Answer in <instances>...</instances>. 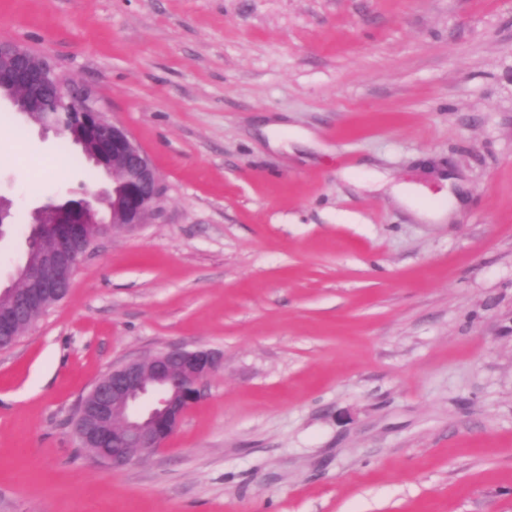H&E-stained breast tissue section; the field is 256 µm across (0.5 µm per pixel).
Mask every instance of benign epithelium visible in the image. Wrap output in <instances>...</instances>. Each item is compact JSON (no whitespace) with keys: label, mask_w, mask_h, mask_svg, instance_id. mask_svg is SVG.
Wrapping results in <instances>:
<instances>
[{"label":"benign epithelium","mask_w":512,"mask_h":512,"mask_svg":"<svg viewBox=\"0 0 512 512\" xmlns=\"http://www.w3.org/2000/svg\"><path fill=\"white\" fill-rule=\"evenodd\" d=\"M6 100L23 93L60 99L77 111L78 126L88 136L78 145L97 166L111 169L112 188L82 193L78 199L43 206L32 214L30 236L35 254L21 274L0 287V333L20 336L34 309L44 312L66 295L84 255L99 238L117 231H137L148 223L161 195L158 172L132 134L110 121L91 90L66 81L57 68L32 50L0 41V89ZM44 130L59 131L64 113L24 112ZM110 198L109 220L99 217L91 199ZM223 366L220 352L175 347L116 366L88 392L89 420L74 419V433L98 460L114 466L143 460L164 447L200 396L201 384ZM112 432V448H94L102 432Z\"/></svg>","instance_id":"benign-epithelium-1"}]
</instances>
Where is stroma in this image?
I'll list each match as a JSON object with an SVG mask.
<instances>
[{
	"label": "stroma",
	"mask_w": 512,
	"mask_h": 512,
	"mask_svg": "<svg viewBox=\"0 0 512 512\" xmlns=\"http://www.w3.org/2000/svg\"><path fill=\"white\" fill-rule=\"evenodd\" d=\"M1 39L163 194L0 350V512H512V0H0ZM63 153L0 101L1 282L35 209L110 183ZM373 169L465 203L418 221ZM173 347L223 367L160 451L91 459L80 398Z\"/></svg>",
	"instance_id": "35a3bbf8"
}]
</instances>
